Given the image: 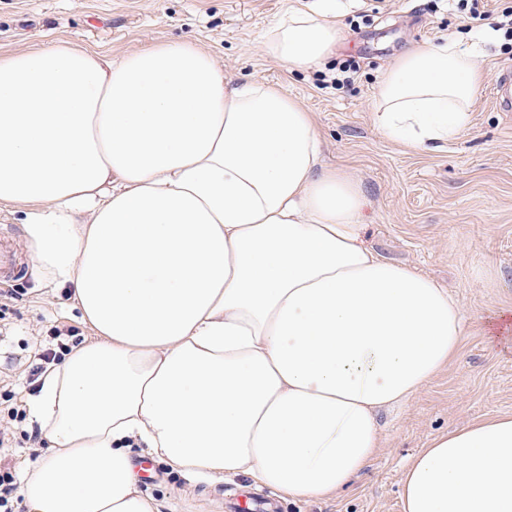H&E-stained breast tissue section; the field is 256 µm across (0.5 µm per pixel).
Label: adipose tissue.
<instances>
[{
    "label": "adipose tissue",
    "instance_id": "1",
    "mask_svg": "<svg viewBox=\"0 0 512 512\" xmlns=\"http://www.w3.org/2000/svg\"><path fill=\"white\" fill-rule=\"evenodd\" d=\"M338 39L326 15L291 11L265 47L303 70ZM481 82L476 53L418 47L388 73L375 126L438 148ZM320 153L280 86L229 83L189 42L0 56V204L23 208L34 260L96 333L42 379L28 512H159L139 454L304 501L366 468L376 413L448 364L462 315L436 281L364 247L361 188ZM401 498L403 512H512V416L434 437Z\"/></svg>",
    "mask_w": 512,
    "mask_h": 512
}]
</instances>
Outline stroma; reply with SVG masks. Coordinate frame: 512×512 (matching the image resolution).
Instances as JSON below:
<instances>
[{
    "label": "stroma",
    "mask_w": 512,
    "mask_h": 512,
    "mask_svg": "<svg viewBox=\"0 0 512 512\" xmlns=\"http://www.w3.org/2000/svg\"><path fill=\"white\" fill-rule=\"evenodd\" d=\"M512 0H484L490 25L466 31L448 0H0V56L58 40L119 56L159 42H192L235 83L281 86L311 112L324 166L347 172L366 204L362 239L382 258L416 267L447 287L466 317L460 349L420 391L378 416L380 448L345 491L322 501L279 500V512H403L402 474L441 433L474 420L512 415V328L485 322L512 309V116L493 102L512 41L492 26ZM327 10L342 37L322 65L293 71L271 60L264 42L286 9ZM448 40L483 54V85L471 123L437 151L411 152L382 137L373 101L393 61L418 45ZM360 70L328 87L339 64ZM0 236L16 246L25 272L0 293V385L23 405L36 396L31 369L40 345L58 334L90 341L72 301L31 256L21 211L0 208ZM142 493L160 512H240L249 477L208 480L150 462Z\"/></svg>",
    "instance_id": "obj_1"
}]
</instances>
